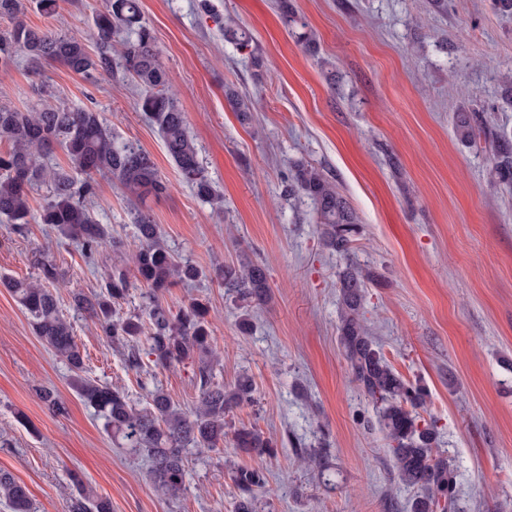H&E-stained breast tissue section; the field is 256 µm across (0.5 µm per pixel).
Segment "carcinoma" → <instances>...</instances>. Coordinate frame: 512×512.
<instances>
[{"mask_svg":"<svg viewBox=\"0 0 512 512\" xmlns=\"http://www.w3.org/2000/svg\"><path fill=\"white\" fill-rule=\"evenodd\" d=\"M30 5L52 17L59 0H0V20L11 23L7 31L0 32V69H8L23 53L35 67L58 63L89 82L101 75L123 74L139 89L138 107L158 128L180 181L201 201L221 207L223 199L199 159L186 114L168 93L169 76L160 63L155 37L142 20L140 0H105L104 9L93 13L87 33L33 27L24 19ZM276 6L288 25L300 29L298 45L317 52L315 36L307 30L292 0H276ZM217 23L225 40L241 48L250 46V33L233 17L219 18ZM34 94V102L24 109L0 105V138L10 143L8 151H0V217L22 236L28 234L31 224H47L59 242L76 244L85 261L93 263L107 249L115 253L125 250V243L112 237V228L95 218L98 178L115 180L135 198L137 245L132 265L113 264L98 292L74 289L70 304L74 312L91 319L108 342L123 349L130 370L143 371L145 356L156 369L196 365V405L184 410L156 386L149 393V407L140 410L125 390L82 376L83 355L74 341L72 324L52 291L63 277L53 260L39 255L32 277H1L0 287L30 316L36 335L67 363L74 373L77 395L104 421L107 434L124 447L147 454L148 476L157 491L172 497L183 491L188 454L193 450L222 448L227 440L249 455H275V438L256 427L236 428L226 421L234 408L253 401L254 388L247 375L230 389L214 381L216 358L208 302L195 299L175 313L160 302L171 288L196 280L201 271L175 256L161 240L147 200L167 195L170 184L151 155L131 143H117L100 112L92 108L47 104L55 96L48 83L39 84ZM224 95L241 122L249 123L254 111L251 99L230 87ZM454 134L464 145L485 138L491 163L490 189L512 186V132L494 127L491 108L482 105L469 112H455ZM58 149L68 156L72 167L39 160ZM288 180L292 194L312 202L322 245L348 259L337 280L340 346L352 382L372 404L400 482L419 490L411 512H452L457 501L454 470L438 447L435 421L418 412L426 394L394 369L366 323L364 300L371 272L350 261L359 217L320 168L295 161ZM43 188L42 203L34 211L30 194ZM212 271L216 280L246 305H263L271 299L265 267L246 253L236 263L217 264ZM138 284L143 286L142 310L120 314L117 306ZM35 394L51 414L66 413L55 389L38 386ZM232 477L239 490L235 512H257V495L267 483L263 470L239 466ZM72 482L76 494L70 498V512H112L108 499L85 492L80 476L72 475ZM0 500L11 512H33L27 488L4 470H0Z\"/></svg>","mask_w":512,"mask_h":512,"instance_id":"obj_1","label":"carcinoma"}]
</instances>
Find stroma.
I'll use <instances>...</instances> for the list:
<instances>
[{
  "mask_svg": "<svg viewBox=\"0 0 512 512\" xmlns=\"http://www.w3.org/2000/svg\"><path fill=\"white\" fill-rule=\"evenodd\" d=\"M140 0L170 90L186 114L199 158L223 196L222 211L180 183L157 129L139 112L137 91L121 76L85 82L52 64L33 71L25 58L0 70V103L25 108L45 81L55 104L100 112L118 141L146 150L171 182L150 206L162 238L203 271L239 251L262 264L272 301L251 311L240 333L239 306L217 281L177 285L163 303L210 307L215 381L254 383V401L229 415L284 446L258 459L267 474L258 512H410L414 489L399 484L372 407L351 381L339 344L336 273L345 261L324 249L313 206L284 194L291 162L324 170L360 218L353 260L370 269L365 317L395 370L427 393L439 445L456 476L459 512H512V190L489 192L482 146L456 139L453 116L470 100L493 106L512 129L498 78L512 71V16L490 0H293L318 41L298 46L275 0ZM103 0H63L51 18L31 11L34 27L86 31ZM236 17L250 49L225 42L214 14ZM257 53L262 68L250 64ZM257 102L241 123L225 86ZM398 166H389L386 153ZM95 214L133 246V204L109 179L99 182ZM64 273L59 306L84 356L85 375L126 390L145 407L162 386L181 407L198 399L194 368L136 375L122 352L76 314L71 289L97 291L103 266H88L75 246L57 245L44 225L28 236L0 220V277L31 276L34 253ZM71 372L35 335L27 313L0 288V469L28 489L34 512H68L78 472L112 512H234L231 472L248 463L232 447L191 452L184 490L156 491L145 457L118 447L93 409L72 390ZM55 387L67 406L57 417L37 399ZM326 438L323 468L302 463L295 443Z\"/></svg>",
  "mask_w": 512,
  "mask_h": 512,
  "instance_id": "35a3bbf8",
  "label": "stroma"
}]
</instances>
